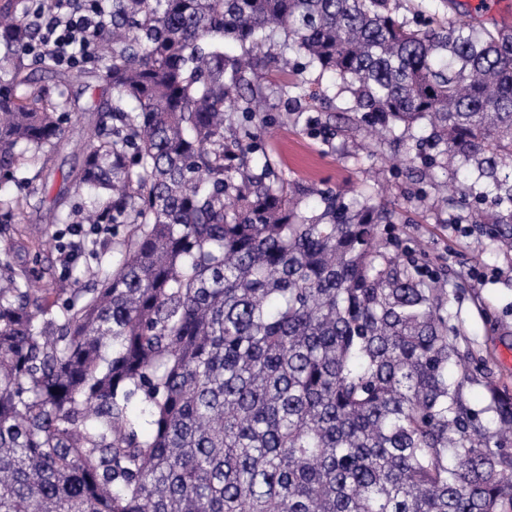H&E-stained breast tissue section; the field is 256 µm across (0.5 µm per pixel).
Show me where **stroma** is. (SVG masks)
I'll use <instances>...</instances> for the list:
<instances>
[{"label": "stroma", "mask_w": 512, "mask_h": 512, "mask_svg": "<svg viewBox=\"0 0 512 512\" xmlns=\"http://www.w3.org/2000/svg\"><path fill=\"white\" fill-rule=\"evenodd\" d=\"M400 3V16L411 22L432 17L445 22L461 15L476 26L512 25V0H488L480 7L454 0L447 8L439 0ZM25 62L37 85L77 105L64 125L63 139L42 156L36 169L25 171L24 182L0 184V201L22 196L30 200L12 221L11 239H0V249L9 248L19 265L38 266L49 280L65 271L60 245L69 225V196L83 147L98 119L96 108L107 99L108 90L96 78L85 85L57 86L33 57ZM303 78V97H269L264 112L250 123L254 129H269L260 143L272 168L289 183L308 188L305 203L310 208L319 205L321 195L346 197L355 191L396 209L398 221L386 225V237L414 253L425 268L447 270L449 283L465 284L453 306L475 354V380L465 387L470 407L483 411L494 390L512 398V258L497 255L487 233L454 230L457 215H469L470 209L463 205L438 210L434 184L419 180L409 169L410 163H422L427 153L416 138L369 145L365 131L350 129L338 117L352 105L339 80L312 70ZM49 208L58 211V224H45Z\"/></svg>", "instance_id": "1"}]
</instances>
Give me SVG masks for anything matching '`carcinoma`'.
I'll return each instance as SVG.
<instances>
[{"mask_svg":"<svg viewBox=\"0 0 512 512\" xmlns=\"http://www.w3.org/2000/svg\"><path fill=\"white\" fill-rule=\"evenodd\" d=\"M93 68L110 96L72 209L128 224L82 297L0 252V512H512V401L488 418L448 278L394 249L396 211L304 192L229 140L298 53L350 92L353 127H423L428 170L485 188L471 223L512 254V27L421 29L392 0H112ZM34 29L0 5V45ZM237 51L229 54L224 44ZM266 63L282 75L254 83ZM14 65L0 82V180L64 135Z\"/></svg>","mask_w":512,"mask_h":512,"instance_id":"1","label":"carcinoma"}]
</instances>
